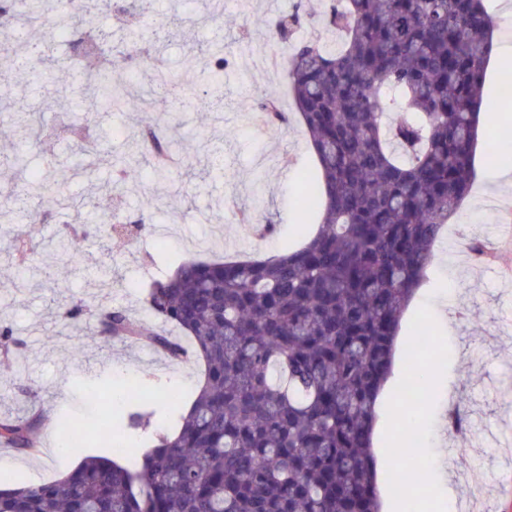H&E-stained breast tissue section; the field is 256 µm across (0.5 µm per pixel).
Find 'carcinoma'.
<instances>
[{
    "mask_svg": "<svg viewBox=\"0 0 512 512\" xmlns=\"http://www.w3.org/2000/svg\"><path fill=\"white\" fill-rule=\"evenodd\" d=\"M31 21L52 10L49 0H20ZM110 0L57 7L63 31L80 29L88 12ZM134 13L168 34L173 19L159 0H133ZM311 23L329 39L288 42L299 13L266 20L269 40L287 47L283 79L316 156L320 177L300 204L294 232L321 212L316 234L301 248L261 260H187L156 280L144 301L148 316L192 339L186 346L120 307L76 304L64 317L95 316L101 342L130 340L170 359L204 367L189 412L182 393L167 394L175 425L156 428L133 465H122L152 413L137 391L121 400L99 438L105 455L85 457L59 479L20 484L0 473V512H381L371 452L376 407L391 374L403 313L423 283L445 224L469 196L473 160L483 150L499 159L501 143L481 140L482 89L494 22L485 0H339ZM118 59L141 51L121 46L102 29L74 62L83 91L71 108L85 123L99 110L134 112L126 86L94 67L99 45ZM224 68L203 71L216 93L200 104L224 101ZM400 101L396 117L388 111ZM277 92L259 98L252 117L269 130L290 117ZM28 136L39 139L40 114L17 113ZM140 137L123 166H149L159 182L171 141L169 113L140 112ZM71 170L94 164L84 142L73 149ZM55 185L52 209L71 258L87 237L81 208L66 187L63 168L29 172L14 199L26 210ZM406 386L424 388L425 374L410 345L402 347ZM53 425L65 446L90 434L68 414L31 407L0 419V442L38 451L41 430ZM394 474L421 471L422 452L393 448Z\"/></svg>",
    "mask_w": 512,
    "mask_h": 512,
    "instance_id": "obj_1",
    "label": "carcinoma"
}]
</instances>
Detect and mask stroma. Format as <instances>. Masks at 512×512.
Masks as SVG:
<instances>
[{
	"label": "stroma",
	"instance_id": "1",
	"mask_svg": "<svg viewBox=\"0 0 512 512\" xmlns=\"http://www.w3.org/2000/svg\"><path fill=\"white\" fill-rule=\"evenodd\" d=\"M326 0H224V11L213 16L209 0H163L162 6L180 20L176 39L156 41L144 30L143 43H156L153 64L180 73L185 80L208 65L197 56L195 45L223 35L231 53L224 85L223 111L199 112L184 107L182 95L167 98L166 108L180 113L172 134L189 156L199 178L185 176V167L172 169V186L155 184L148 173L115 190L112 163L123 155L125 130L135 126L131 112H100L88 130L96 145L100 164L87 178L69 185L77 197L94 194L96 208L85 209L83 222L89 229L82 243V260L70 262L66 255H50L46 246L56 244L61 225L54 218L25 220L22 213L0 217V321L8 323L21 349H0V417L27 412L23 390L36 393L44 406L69 412L79 428L92 427L103 405L91 400L86 389L126 384L144 385L146 402L160 423L168 407L163 400L172 387L190 392L201 377L192 363H175L145 346L116 341L105 345L93 334V320L64 319V308L77 301L120 307L134 318L144 317L143 300L150 284L165 275L183 258L210 259L247 254L261 257L275 253L290 241L299 220L297 202L303 175L312 173L313 151L299 118L268 134L242 120L252 99L266 90H277L280 105L292 110L293 103L281 71L267 74L252 68L248 48L264 34V22L274 15L323 10ZM77 71L51 63H37L17 77L0 81V128L11 125L15 101L40 110L51 138L33 142L0 138V188L21 186L26 168L43 167L69 160L74 139L70 129L81 122L80 114L59 108L58 96L78 87ZM24 156V166L14 163ZM223 156L224 174L216 176L210 160ZM476 177L469 197L447 224L434 247L436 258L424 286L414 295L401 322L400 341H408L417 322H431L435 342L423 351L429 398L421 403L418 424L429 441L425 446L429 485L417 489L419 512H458L462 496L452 475L443 471L446 445L458 453L456 467L462 471L481 469L483 492L489 512H512V286L503 272L512 267V237L503 225H512V185L486 194L485 185L495 169L483 158L475 160ZM262 177L266 195L254 201L252 180ZM152 200L156 224L164 233L147 234L136 227L145 200ZM117 210L123 224L112 232V248L99 249L102 227L99 211ZM259 222L275 225L267 238L252 237L248 229ZM24 229L35 248L25 268L13 257L9 230ZM476 238L493 245L491 262L474 263L465 249L466 240ZM455 242L454 255H447L448 242ZM112 266L111 283L99 277L100 269ZM66 276L68 286L58 290L54 282ZM445 308L447 324L436 321L437 308ZM403 364L395 362L386 385L387 394L376 408L373 446L375 456L388 455L395 437L390 428L403 420L398 397L404 390ZM464 409L462 431L448 426L452 406ZM86 449L42 444L27 453L0 447V469L15 473L19 481L48 482L75 468Z\"/></svg>",
	"mask_w": 512,
	"mask_h": 512
}]
</instances>
